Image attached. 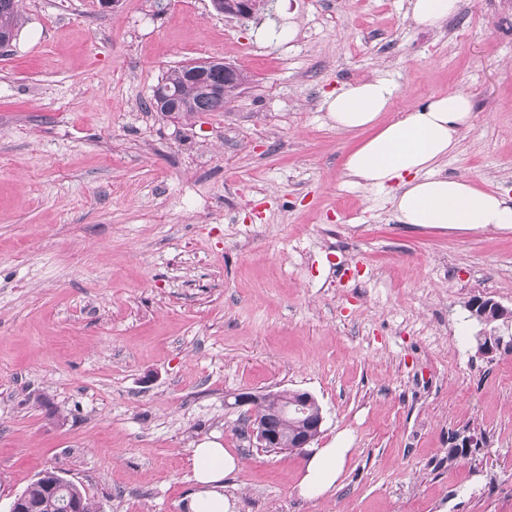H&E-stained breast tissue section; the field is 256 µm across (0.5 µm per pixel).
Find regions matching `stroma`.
<instances>
[{
	"label": "stroma",
	"instance_id": "1",
	"mask_svg": "<svg viewBox=\"0 0 512 512\" xmlns=\"http://www.w3.org/2000/svg\"><path fill=\"white\" fill-rule=\"evenodd\" d=\"M21 0L0 49V512L58 468L102 512H187L192 450L240 465L237 512H512V355L476 351L472 296L512 308V230L400 223L351 184L361 141L324 100L386 77L393 112L457 90L442 173L512 194V0ZM295 24L292 40L270 29ZM247 76L220 112L149 110L174 66ZM310 393L336 491L237 432V393ZM471 426L482 448L448 462ZM413 20L423 27L435 29L440 27L448 17L454 14L459 0H410ZM348 451L344 448H312L305 460V474L296 490L303 497H317L336 491Z\"/></svg>",
	"mask_w": 512,
	"mask_h": 512
}]
</instances>
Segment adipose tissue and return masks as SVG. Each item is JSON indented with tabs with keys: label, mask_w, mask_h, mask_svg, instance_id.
Returning <instances> with one entry per match:
<instances>
[{
	"label": "adipose tissue",
	"mask_w": 512,
	"mask_h": 512,
	"mask_svg": "<svg viewBox=\"0 0 512 512\" xmlns=\"http://www.w3.org/2000/svg\"><path fill=\"white\" fill-rule=\"evenodd\" d=\"M396 92L387 78L351 82L325 101L336 129L362 134L361 143L344 162L346 175L358 184L390 190L401 223L418 227L512 230V196L486 190L471 181L438 171V164L458 143L474 117L472 96L464 91L433 95L383 121ZM347 455L343 448H315L305 460V474L296 490L312 498L336 489ZM195 489L189 512H236L225 495L224 480L239 461L216 443L195 448Z\"/></svg>",
	"instance_id": "1"
}]
</instances>
